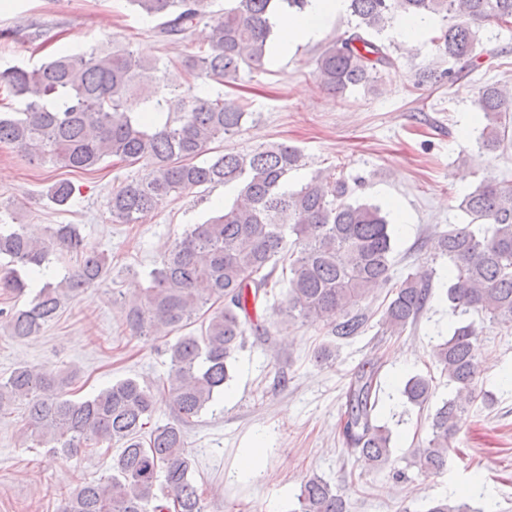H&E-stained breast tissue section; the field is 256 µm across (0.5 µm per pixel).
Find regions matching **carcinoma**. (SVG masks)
<instances>
[{"label": "carcinoma", "mask_w": 512, "mask_h": 512, "mask_svg": "<svg viewBox=\"0 0 512 512\" xmlns=\"http://www.w3.org/2000/svg\"><path fill=\"white\" fill-rule=\"evenodd\" d=\"M139 14L158 21L157 33L178 41L202 21L208 46L180 61L177 73L205 77L222 86L238 80L243 68L259 69L276 27L275 20L308 0H227L224 12L213 0H127ZM356 18L352 33L335 40L316 59L315 73L327 93L373 85L395 65L389 46L372 39L397 14L428 16L438 22L433 42L453 60L471 58L486 23L512 26V0H349ZM170 68L128 47H94L59 56L31 70H0V89L17 100L15 112L0 113V144L17 148L31 164L52 163L73 172L95 170L109 157L142 162L146 173L112 192L108 210L115 224H135L174 194L195 188L231 186L232 202L195 224L148 273L150 285L127 302L126 326L135 336L182 331L203 317L201 334H183L166 344L170 356L168 394L177 419L149 426L152 385L120 379L97 394L70 399L69 377L21 366L0 381V417L16 402L27 404L26 429L50 450L71 457L103 443L119 449L114 474L86 484L64 500L62 512H204L191 473L193 462L184 426L200 416L230 380L229 361L242 349L251 324L249 303L288 285L278 311L320 326L339 339L364 332L362 304L392 281L393 228L379 205L350 200L345 180L320 171L296 190L288 175L303 166L301 151L271 143L247 151L211 152V144L238 131L246 105L219 91L201 97L188 87L176 100H162L170 88ZM461 71L429 69L420 83L452 87ZM148 109L169 104L173 118L155 122L125 110L130 96ZM482 128L479 150L497 151L512 128V89L497 82L477 87ZM74 184L62 179L49 198L70 205ZM467 223L440 235L434 250L448 259V301L458 323L451 336L432 348V358L454 394L431 417L428 446L405 459L406 467L428 477L448 463L457 420L476 397L481 375L478 322L512 328V184L482 181L458 205ZM79 257L57 282L46 281L23 309H0L10 336H37L64 302L97 285L108 270L104 253L89 246L74 224H57L48 240L0 225V289L25 292L51 251ZM281 277H275L276 271ZM433 271L424 262L391 290L381 325L400 336L416 325L432 298ZM381 365H363L347 393L341 436L352 455L382 467L391 461V431L381 423ZM406 402L422 407L434 397L431 379L415 374L401 389ZM298 512H348L339 489L316 474L305 476ZM427 512H470L466 504L435 499Z\"/></svg>", "instance_id": "obj_1"}]
</instances>
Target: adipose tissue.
Instances as JSON below:
<instances>
[{
	"mask_svg": "<svg viewBox=\"0 0 512 512\" xmlns=\"http://www.w3.org/2000/svg\"><path fill=\"white\" fill-rule=\"evenodd\" d=\"M348 0H309L300 13H291L277 21V39L271 50L273 57H282L300 42L316 37L323 28L346 11Z\"/></svg>",
	"mask_w": 512,
	"mask_h": 512,
	"instance_id": "obj_1",
	"label": "adipose tissue"
}]
</instances>
